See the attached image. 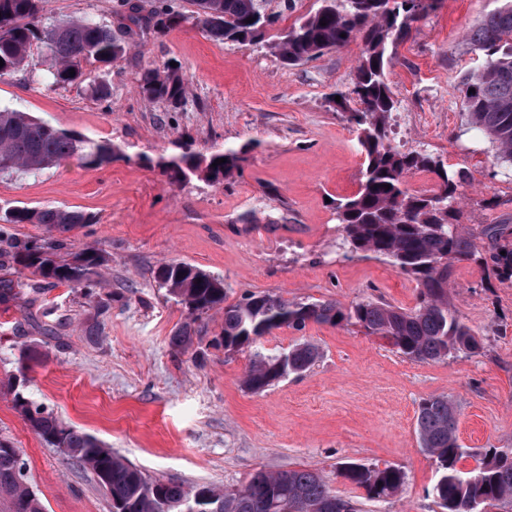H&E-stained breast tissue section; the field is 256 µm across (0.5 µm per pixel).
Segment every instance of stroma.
Wrapping results in <instances>:
<instances>
[{
    "label": "stroma",
    "instance_id": "stroma-1",
    "mask_svg": "<svg viewBox=\"0 0 512 512\" xmlns=\"http://www.w3.org/2000/svg\"><path fill=\"white\" fill-rule=\"evenodd\" d=\"M118 0H41L40 26L69 17L111 24ZM500 0H438L397 48L389 80L396 101L393 143L464 168L460 221L475 227L512 217V165L470 128L458 87L481 52L466 31ZM361 41L304 64H284L264 44L227 46L187 23L148 34L119 61L84 62L83 81L53 86L46 71L0 78V111L24 112L54 127L112 143L98 168L71 159L36 172L0 175V217L17 206H57L92 216L73 228L75 249L109 258L98 283L44 288L32 270L0 259V283L22 284L0 301V439L20 448L30 486L46 512H111L91 470L42 440L14 403L28 398L124 457L145 475L187 486H244L258 470L315 468L360 512H441L431 494L437 463L416 432L420 402L445 394L460 415L457 435L474 453L512 448V281L488 279L475 262L453 268L448 303L481 342L434 362H415L359 327L308 324L273 330L256 348L225 354L220 310L191 320L159 288L155 272L171 260L224 281L228 302L277 294L350 306L380 300L403 309L418 301L416 282L397 268L346 257L333 199L358 189L362 156L347 109ZM182 68L184 108L171 111L138 87L144 68ZM105 85L107 97L94 95ZM246 146L240 170L224 184L200 177L174 182L159 156L182 144ZM192 323L188 349L170 338ZM308 341L315 365L265 392L242 384L254 350L278 355ZM35 344L44 360L24 368ZM388 465L406 474L402 491L380 500L342 477L345 464Z\"/></svg>",
    "mask_w": 512,
    "mask_h": 512
}]
</instances>
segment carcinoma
<instances>
[{"instance_id":"cac0c4a2","label":"carcinoma","mask_w":512,"mask_h":512,"mask_svg":"<svg viewBox=\"0 0 512 512\" xmlns=\"http://www.w3.org/2000/svg\"><path fill=\"white\" fill-rule=\"evenodd\" d=\"M266 0H186L180 11L168 0H154L148 14L121 0L115 12L117 30L82 17L62 20L49 29L36 24L39 0H0V77L34 66L30 48L42 45L40 63L48 66L54 83H79L80 62L93 60L108 66L130 50L133 36L153 31L163 34L184 23L200 27L210 38L227 46L259 44L293 10L295 0H281V11L269 13ZM436 0H321V6L276 34L271 49L288 64L315 59L327 51L362 40L364 49L355 67L351 89L339 93L338 105L351 100L358 108L349 120L358 132L363 155L358 190L334 202L336 219L350 254L386 261L416 281L417 305L402 309L380 301H360L348 308L335 301L298 302L278 295L246 294L226 302L224 281L183 261L161 265L160 287L189 314L198 317L224 306V347L241 349L255 344L272 330L288 327L302 331L313 322L354 324L380 336L397 352L416 362L439 361L454 352L479 348L475 332L461 322L448 305V285L454 263L474 260L500 281H512V224L484 225L479 233L459 222L458 199L467 173L450 170L442 159L428 153L403 152L391 144L389 117L395 108L387 78L392 48L434 7ZM253 22H247L248 18ZM326 25H320V22ZM466 40L485 52L486 61L465 78L460 88L462 107L471 124L495 144L500 158L512 164V0L493 10ZM142 94L179 109L188 95V82L177 67L164 71L147 68L139 76ZM248 146L212 151L204 156L190 149L160 158L157 164L178 179L202 176L222 184L240 169ZM114 146L34 119L23 112L0 111V173L38 171L63 160L77 159L97 168L109 163ZM226 162L214 165L215 160ZM416 171L435 176L436 189L414 194L406 178ZM390 188H385V185ZM7 224H44L66 232L93 218L78 210L47 206L16 207L5 216ZM10 256L54 286L70 283L89 288L101 276L106 256L96 248L72 251L66 238L16 242L0 230ZM490 241L481 254L477 236ZM319 351L310 342L288 350V358L254 352L243 385L262 393L282 377L301 374L316 361ZM16 386L14 402L31 428L65 456L93 471L108 492L112 512H322L336 497L323 475L308 468L259 470L237 491L201 485L153 480L112 452L94 436L66 425L53 412L35 404ZM458 411L446 395L430 396L420 404L416 431L420 447L436 458L438 478L433 495L443 512H481L496 502L512 499V448H489L469 470L458 467L467 451L457 436ZM365 490L370 499L397 494L405 483L398 467L350 464L342 472ZM0 495L10 498L13 512H45L38 494L29 486L27 466L20 449L0 440Z\"/></svg>"}]
</instances>
